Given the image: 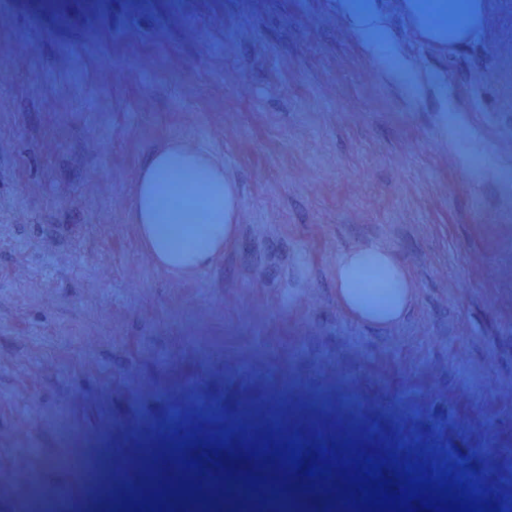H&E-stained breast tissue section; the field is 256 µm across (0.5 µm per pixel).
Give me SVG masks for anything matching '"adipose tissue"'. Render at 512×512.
<instances>
[{"label":"adipose tissue","mask_w":512,"mask_h":512,"mask_svg":"<svg viewBox=\"0 0 512 512\" xmlns=\"http://www.w3.org/2000/svg\"><path fill=\"white\" fill-rule=\"evenodd\" d=\"M207 180L212 210L205 239L194 249L179 252L160 240L155 227L159 224H180L187 218L181 205L189 195L194 176ZM237 198L231 181L224 174L221 157L202 147L180 140H170L141 162L133 205V219L154 262L173 274H189L204 269L223 254L224 245L236 231ZM373 260L388 272L391 286L397 293L390 312L377 313L367 308L355 291L357 273L365 260ZM404 276L392 254L375 247L349 250L336 268V302L341 310L366 326L384 329L406 316L415 294L408 289Z\"/></svg>","instance_id":"obj_1"}]
</instances>
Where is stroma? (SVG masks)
<instances>
[{
	"mask_svg": "<svg viewBox=\"0 0 512 512\" xmlns=\"http://www.w3.org/2000/svg\"><path fill=\"white\" fill-rule=\"evenodd\" d=\"M91 42L85 0H65L63 41L22 47L0 28V512L38 482L82 479L103 427L114 447L149 438L185 395L223 409L225 442L189 437L209 476L255 458L233 415L256 399L320 410L297 425L312 455L356 453L404 429L416 445L373 454L494 473L512 490V27L503 0L454 51L424 42L403 0H191L180 17L110 0ZM179 30L163 50L158 35ZM166 139L224 159L234 240L190 277L159 268L132 220L143 158ZM377 246L417 296L376 332L334 295L342 253ZM53 296L27 304L22 290Z\"/></svg>",
	"mask_w": 512,
	"mask_h": 512,
	"instance_id": "1",
	"label": "stroma"
}]
</instances>
